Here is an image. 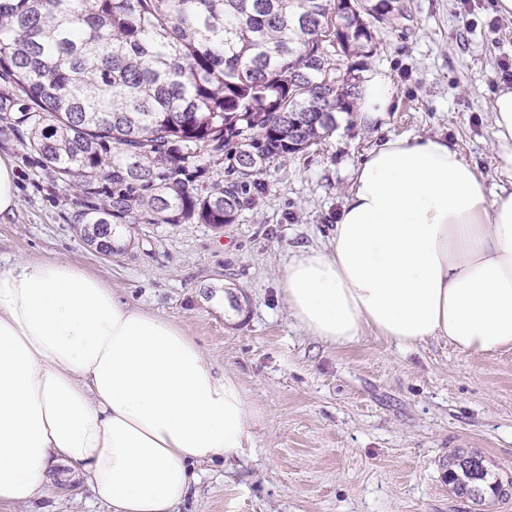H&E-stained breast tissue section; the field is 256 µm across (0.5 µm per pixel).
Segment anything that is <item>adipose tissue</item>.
I'll return each mask as SVG.
<instances>
[{"label": "adipose tissue", "instance_id": "1", "mask_svg": "<svg viewBox=\"0 0 512 512\" xmlns=\"http://www.w3.org/2000/svg\"><path fill=\"white\" fill-rule=\"evenodd\" d=\"M394 84L371 74L363 124ZM502 185L442 137H392L359 165L324 249L278 272L289 316L339 347H512V85L492 101ZM261 411L174 322L59 259L0 266V508L28 504L65 464L111 512H174L198 464L231 461Z\"/></svg>", "mask_w": 512, "mask_h": 512}]
</instances>
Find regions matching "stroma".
<instances>
[{
  "mask_svg": "<svg viewBox=\"0 0 512 512\" xmlns=\"http://www.w3.org/2000/svg\"><path fill=\"white\" fill-rule=\"evenodd\" d=\"M375 25L361 78L395 87L373 127L340 117L319 145L272 166L235 223L123 224L106 257L76 233L82 195L63 191L35 153L0 129L18 174L19 206L0 220V260L60 258L112 286L122 301L177 323L216 367L233 370L263 407L251 446L198 465L176 512H512V497L475 504L448 484V460L481 456L512 478V350L476 356L443 341L411 352L366 337L338 348L301 331L277 274L298 249L323 248L358 165L389 137L457 143L489 185L501 161L491 105L512 64V19L493 0H401ZM15 512H110L80 480L54 482Z\"/></svg>",
  "mask_w": 512,
  "mask_h": 512,
  "instance_id": "1",
  "label": "stroma"
}]
</instances>
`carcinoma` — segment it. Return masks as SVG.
<instances>
[{
	"instance_id": "1",
	"label": "carcinoma",
	"mask_w": 512,
	"mask_h": 512,
	"mask_svg": "<svg viewBox=\"0 0 512 512\" xmlns=\"http://www.w3.org/2000/svg\"><path fill=\"white\" fill-rule=\"evenodd\" d=\"M399 0H0V123L85 198L77 228L102 254L116 225L235 222L270 167L354 112L341 58ZM228 178L199 185L211 163ZM448 470L477 504L507 498L478 456Z\"/></svg>"
}]
</instances>
